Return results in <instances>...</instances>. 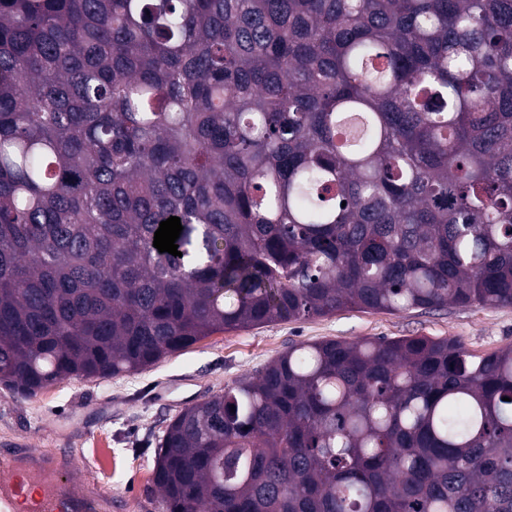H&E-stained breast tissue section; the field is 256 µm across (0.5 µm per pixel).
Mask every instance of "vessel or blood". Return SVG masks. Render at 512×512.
<instances>
[{
  "mask_svg": "<svg viewBox=\"0 0 512 512\" xmlns=\"http://www.w3.org/2000/svg\"><path fill=\"white\" fill-rule=\"evenodd\" d=\"M70 451L0 450V512H107L109 492L73 478Z\"/></svg>",
  "mask_w": 512,
  "mask_h": 512,
  "instance_id": "1",
  "label": "vessel or blood"
}]
</instances>
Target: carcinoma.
Returning a JSON list of instances; mask_svg holds the SVG:
<instances>
[{"mask_svg":"<svg viewBox=\"0 0 512 512\" xmlns=\"http://www.w3.org/2000/svg\"><path fill=\"white\" fill-rule=\"evenodd\" d=\"M450 305L512 306V0H0L1 385ZM154 484L166 512H512V346H291L166 425Z\"/></svg>","mask_w":512,"mask_h":512,"instance_id":"obj_1","label":"carcinoma"}]
</instances>
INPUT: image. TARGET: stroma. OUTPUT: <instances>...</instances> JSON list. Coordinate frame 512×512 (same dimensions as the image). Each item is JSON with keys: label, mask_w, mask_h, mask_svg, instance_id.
Listing matches in <instances>:
<instances>
[{"label": "stroma", "mask_w": 512, "mask_h": 512, "mask_svg": "<svg viewBox=\"0 0 512 512\" xmlns=\"http://www.w3.org/2000/svg\"><path fill=\"white\" fill-rule=\"evenodd\" d=\"M455 338L473 354L512 346L511 307L399 312L349 309L218 332L145 371L105 380L70 378L32 397L0 385V448L21 442L72 450L73 477L111 490L125 512H166L152 482L157 440L184 407L223 392L303 343L336 339Z\"/></svg>", "instance_id": "35a3bbf8"}]
</instances>
